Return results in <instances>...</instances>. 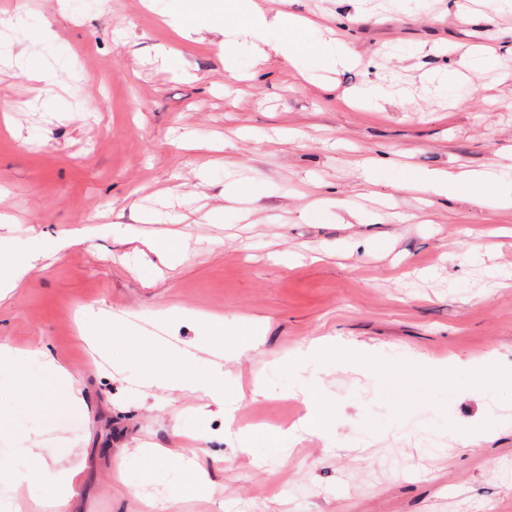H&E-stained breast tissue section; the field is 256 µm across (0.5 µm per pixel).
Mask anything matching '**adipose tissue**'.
<instances>
[{
	"mask_svg": "<svg viewBox=\"0 0 512 512\" xmlns=\"http://www.w3.org/2000/svg\"><path fill=\"white\" fill-rule=\"evenodd\" d=\"M167 15L177 32H184L200 21H219L225 29L224 46L219 57L225 70L236 71L240 57H249L253 66H260L263 56L258 38L273 37L283 58L296 68L312 71L352 63L348 47L341 41H325L320 26L291 13L278 14L268 21L255 0H174ZM399 186L412 185L436 193H452L472 204L494 209L512 208V166L502 165L470 170L458 175L438 172L408 173L398 181ZM44 254L42 245H34L23 254H11L0 248V300L6 298L15 283L32 270ZM128 351L138 364L136 383L144 388L201 393L206 405L216 406L224 415V429L233 432L235 413L240 395L227 381L221 367L210 370L190 368L185 350L158 341L152 336L129 334L125 337ZM342 353L346 365L357 370H371L379 353L376 348L355 345L327 336L311 340L300 347L291 364L301 367L317 357L325 358ZM179 473L178 494L199 496L208 486L204 476L181 457L162 455L160 466L143 469L141 482L152 483L162 471Z\"/></svg>",
	"mask_w": 512,
	"mask_h": 512,
	"instance_id": "adipose-tissue-1",
	"label": "adipose tissue"
}]
</instances>
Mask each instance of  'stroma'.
I'll list each match as a JSON object with an SVG mask.
<instances>
[{
	"mask_svg": "<svg viewBox=\"0 0 512 512\" xmlns=\"http://www.w3.org/2000/svg\"><path fill=\"white\" fill-rule=\"evenodd\" d=\"M260 3L270 19H322L356 65L313 83L271 42L239 85L217 59L221 25L178 40L143 0H0V18L24 14L45 31L34 45L0 25V218H12L0 221V242L17 254L38 241L52 248L0 302V344L13 352L0 361L10 429L0 461L22 467L25 449L40 448L34 489L45 494L60 467L79 468L72 512H147L154 495L169 512H471L485 500L506 510L512 477L497 462L512 458V384L483 400L469 384L471 364L490 355L512 371V211L367 184L355 164L456 173L506 163L512 14L489 2L465 19L455 0ZM176 44L171 69L162 53ZM481 46L502 49L501 64L462 70ZM36 69L55 71L54 83L32 79ZM431 69L463 78L441 95ZM386 80L377 107L352 105L358 88ZM236 182L260 189L232 201L224 188ZM314 205L320 221L305 220ZM172 231L188 250L156 270L147 243ZM291 252L302 262L285 264ZM174 312L180 321L166 326ZM211 316L228 331L247 319L265 331L228 364L244 394L238 428L291 427L300 387L314 383L329 404L324 435L249 454L220 412L199 413L200 394L136 391L113 324L187 347L208 335ZM81 319L113 364L81 339ZM319 336L382 349L386 361L369 373L332 356L289 370V353ZM42 347L79 381L86 411L58 408ZM422 354L463 365L444 382ZM480 417L490 437L459 451L449 426ZM152 448L193 456L210 494L140 485Z\"/></svg>",
	"mask_w": 512,
	"mask_h": 512,
	"instance_id": "1",
	"label": "stroma"
}]
</instances>
